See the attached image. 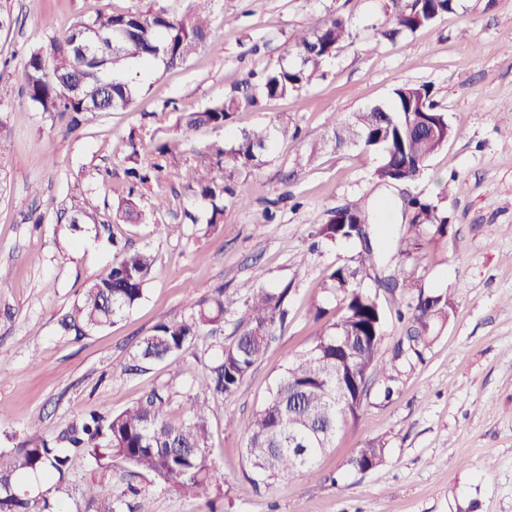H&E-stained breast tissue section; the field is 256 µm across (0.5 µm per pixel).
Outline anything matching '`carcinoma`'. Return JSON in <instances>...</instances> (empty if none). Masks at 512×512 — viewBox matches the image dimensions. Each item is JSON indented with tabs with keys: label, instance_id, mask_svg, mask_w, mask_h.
I'll list each match as a JSON object with an SVG mask.
<instances>
[{
	"label": "carcinoma",
	"instance_id": "1",
	"mask_svg": "<svg viewBox=\"0 0 512 512\" xmlns=\"http://www.w3.org/2000/svg\"><path fill=\"white\" fill-rule=\"evenodd\" d=\"M209 2L189 0L183 10L176 11L166 0H149L143 8L97 10L77 18L22 61V89L29 103L51 121L65 123L69 132L99 112L128 110L142 90L141 73L181 67L206 42L211 34ZM386 7L388 26L380 34L394 40L453 12L455 0H388ZM351 36L350 25L341 16L295 33L288 58L252 75L204 110L180 113L177 131L189 139L204 128L224 127L243 107L300 90ZM429 97L424 85L397 86L381 107L351 113L334 130L337 145L380 152L382 161L374 177L382 184L414 182L427 160L453 135L446 113L437 110ZM288 133L286 124L257 127L243 132L229 148L213 145L216 166L231 165L221 177L193 167L179 173L210 211L207 223H217V216L224 213V194L235 204L246 203V196L226 183L239 168L261 166L273 141ZM160 168L153 163L128 169L130 187L121 205L125 220H146L139 199L151 187L152 171ZM408 205L413 208V235L405 253L422 249L427 234H448V217L437 205L416 197ZM68 211L74 224L97 223L92 190L70 195ZM373 221L366 207L338 208L318 227L316 236L331 242L355 240L356 225ZM154 262L149 250L123 246L108 271L61 317L62 335L79 339L116 322L144 298ZM375 268L376 250L369 240L349 262L327 272L325 289L341 302L336 319L322 327L306 351L289 360L265 403L247 420L232 423L246 438L244 477L254 488L268 489L282 478L309 471L333 446L337 432L359 419L372 375L382 376L384 397H390L401 375L398 360L421 357L436 328L448 322L453 310L448 293H418L408 316L406 341L397 344L389 360H383L386 312L378 289L387 290L389 284L378 279ZM368 279L375 280L377 288L366 287ZM287 293L286 288L280 292L257 289L238 319L241 333L227 344L218 335L224 321L222 288L190 303L182 318L157 324L131 356L137 370L175 358L205 334L214 338L208 373L186 395V420L178 425L169 422L170 395L154 388L119 412L84 415L54 442L33 424L26 439L11 450L8 463L0 465V512H53L55 505L73 499L68 473L71 455L76 453L97 470H108L117 459L131 469L132 476L147 474L156 484L185 496L208 498L217 481L208 456L210 402L233 395L275 340L287 315ZM338 372L346 382L349 407L342 419L335 413ZM385 459L386 444L371 439L354 454L350 465L365 472ZM145 496L131 481L117 484L109 477L86 485L77 512H151L145 508Z\"/></svg>",
	"mask_w": 512,
	"mask_h": 512
}]
</instances>
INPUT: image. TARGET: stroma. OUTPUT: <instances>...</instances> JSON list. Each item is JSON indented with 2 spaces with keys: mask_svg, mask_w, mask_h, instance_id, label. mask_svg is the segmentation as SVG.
I'll list each match as a JSON object with an SVG mask.
<instances>
[{
  "mask_svg": "<svg viewBox=\"0 0 512 512\" xmlns=\"http://www.w3.org/2000/svg\"><path fill=\"white\" fill-rule=\"evenodd\" d=\"M386 0H212V37L182 67L159 71L126 112H105L75 132L52 125L21 94L25 53L98 9L146 0H10L16 20L0 32V458L31 424L53 438L81 412L113 413L167 387L168 419L185 420L184 395L206 375L208 338L146 371L127 368L138 342L188 302L224 291V338L237 336L236 311L259 288L287 290L277 340L238 391L210 412L209 458L218 475L210 501L183 497L141 478L151 512H512V0H456L453 13L389 42L376 37ZM348 19L343 42L295 94L244 107L221 129L191 139L175 129L181 112L223 98L251 73L278 64L292 35L327 14ZM401 84L427 85L455 134L410 186L376 185L381 156L335 146L349 113L387 102ZM287 123L265 165L235 171L246 206H226L216 224L188 223L197 198L179 178L209 165L212 143ZM167 144L170 155L140 201L145 224L117 212L131 159L130 139ZM96 184L98 225L69 230V189ZM413 195L447 215V236L403 253ZM168 205L154 210L157 196ZM363 205L376 215L379 278L410 279L425 293L448 292L454 309L421 357L405 366L390 399L370 393L357 422L338 433L311 474L255 491L242 473L245 437L233 422L267 399L289 358L306 350L340 304L324 277L358 251L354 242L314 245L330 210ZM149 249L155 271L144 299L116 323L74 341L58 321L115 260L113 241ZM383 357L406 326L395 312L415 304L402 289L382 293ZM387 442L384 465L360 472L350 459L365 440Z\"/></svg>",
  "mask_w": 512,
  "mask_h": 512,
  "instance_id": "1",
  "label": "stroma"
}]
</instances>
